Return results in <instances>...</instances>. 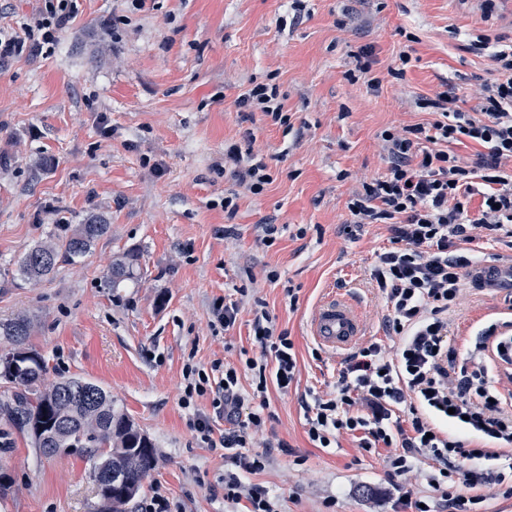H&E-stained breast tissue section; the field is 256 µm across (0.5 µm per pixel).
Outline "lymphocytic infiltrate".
<instances>
[{"mask_svg":"<svg viewBox=\"0 0 512 512\" xmlns=\"http://www.w3.org/2000/svg\"><path fill=\"white\" fill-rule=\"evenodd\" d=\"M43 2L23 36L0 40V61L26 47L42 51L75 15L73 0ZM466 48L489 54L495 78L482 83L476 103L466 109L449 89L417 97L416 107L431 112L432 121L382 131L386 167L348 204L349 235L367 224L390 228L391 246L378 254L371 279L386 300L388 325L399 338L396 352L387 355L375 341L361 344L335 392L312 395L304 414L315 447H331L340 433L358 431L365 451L386 448L391 477L410 472L416 459L427 460L425 479L448 512H473L489 492L512 497L505 484L512 477V405L493 388L486 367L458 371L448 364V313L475 265L472 243L512 237V45L494 46L484 34ZM237 106L276 124L290 121L273 85H253ZM467 143L478 147L469 161L455 151ZM224 161L252 194L271 182L267 164L243 155L237 144L225 147ZM253 341L262 355L245 362L254 376L251 395L241 393L237 367L216 359L206 374L185 364L182 403L211 395L214 411L224 418L218 438L204 412L195 414L192 428L202 444L224 452L225 500L244 498L250 512H275L268 490L245 484L243 477L270 463V455L249 453L248 446L269 418V386L284 392L294 382L297 354L262 304L254 310ZM398 408L406 410V421L394 419Z\"/></svg>","mask_w":512,"mask_h":512,"instance_id":"f902f5d3","label":"lymphocytic infiltrate"}]
</instances>
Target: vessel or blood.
I'll return each instance as SVG.
<instances>
[{"label": "vessel or blood", "instance_id": "b4317fda", "mask_svg": "<svg viewBox=\"0 0 512 512\" xmlns=\"http://www.w3.org/2000/svg\"><path fill=\"white\" fill-rule=\"evenodd\" d=\"M311 331L315 340L333 350L349 348L363 334V321L352 303L338 295L328 296L316 308Z\"/></svg>", "mask_w": 512, "mask_h": 512}]
</instances>
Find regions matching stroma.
I'll list each match as a JSON object with an SVG mask.
<instances>
[{
	"instance_id": "obj_1",
	"label": "stroma",
	"mask_w": 512,
	"mask_h": 512,
	"mask_svg": "<svg viewBox=\"0 0 512 512\" xmlns=\"http://www.w3.org/2000/svg\"><path fill=\"white\" fill-rule=\"evenodd\" d=\"M76 4L54 43L0 65V319L31 317L28 344L46 359L47 382L98 384L154 443L157 467L127 512H149L158 493L168 512H248V501H225L222 453L200 447L189 426L210 397L191 409L181 397L185 364L206 370L216 359L233 363L251 392L245 361L259 354L258 300L293 341L299 373L287 393L269 390L271 418L254 446L277 438L294 454L273 451L245 482L269 489L277 512H393L399 497H433L421 476L427 462L394 480L385 449L365 452L358 436L342 434L332 448L309 441L303 405L335 390L349 356L318 345L309 320L329 293L347 296L367 338L396 348L370 280L390 232L368 224L347 236V204L385 168L381 132L429 122L412 105L417 96L449 85L468 100L479 78H492L491 59L466 51L463 39L491 34L512 44V0H498L488 20L474 0H304L298 11L290 0ZM366 50L370 73L349 78ZM398 68L402 77L392 78ZM373 76L382 81L376 93ZM255 83L277 87L289 126L258 112L243 120L237 99ZM231 142L264 157L272 181L262 194L218 172ZM230 192L237 212L228 238ZM93 219L109 230L89 253L38 279L21 275L34 245ZM261 224L281 226L274 245L260 242ZM129 251L140 273L112 287V264ZM240 287L234 327L213 330L214 305ZM507 296L465 288L449 314V363L464 366L488 327L505 332ZM93 467L75 454L40 456L0 418L9 486L0 512H100Z\"/></svg>"
}]
</instances>
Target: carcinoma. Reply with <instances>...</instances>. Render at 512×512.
<instances>
[{
  "label": "carcinoma",
  "instance_id": "1",
  "mask_svg": "<svg viewBox=\"0 0 512 512\" xmlns=\"http://www.w3.org/2000/svg\"><path fill=\"white\" fill-rule=\"evenodd\" d=\"M108 229L107 224L90 221L77 225L72 234L53 244L36 245L22 258L20 272L28 278L46 276L59 263L88 253ZM138 269V254L127 253L112 265V287L134 278ZM30 334L31 321L25 316L0 321V337L14 345L0 356V380L8 384L11 401L9 405L0 402V414L30 438L35 448H77L100 463L110 464L124 478L112 512H126V505L156 469L153 444L112 405V396L99 385L88 381L83 394L77 395L72 389L79 382L77 378L45 384L46 361L28 346Z\"/></svg>",
  "mask_w": 512,
  "mask_h": 512
}]
</instances>
